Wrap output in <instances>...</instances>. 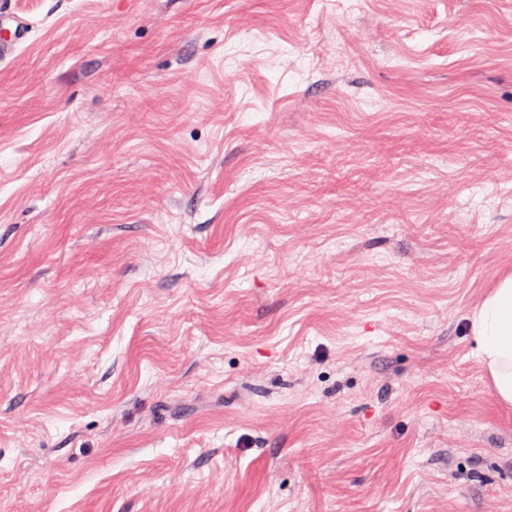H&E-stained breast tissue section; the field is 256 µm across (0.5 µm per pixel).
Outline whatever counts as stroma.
<instances>
[{"label": "stroma", "instance_id": "stroma-1", "mask_svg": "<svg viewBox=\"0 0 512 512\" xmlns=\"http://www.w3.org/2000/svg\"><path fill=\"white\" fill-rule=\"evenodd\" d=\"M6 13L0 512H512V0ZM27 23L16 17L0 16V56H6L8 52L22 43L27 35ZM475 356L495 399L512 407V273L503 275L467 316Z\"/></svg>", "mask_w": 512, "mask_h": 512}]
</instances>
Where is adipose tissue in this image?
<instances>
[{"mask_svg": "<svg viewBox=\"0 0 512 512\" xmlns=\"http://www.w3.org/2000/svg\"><path fill=\"white\" fill-rule=\"evenodd\" d=\"M474 354L495 399L512 407V273L503 275L468 316Z\"/></svg>", "mask_w": 512, "mask_h": 512, "instance_id": "1", "label": "adipose tissue"}]
</instances>
